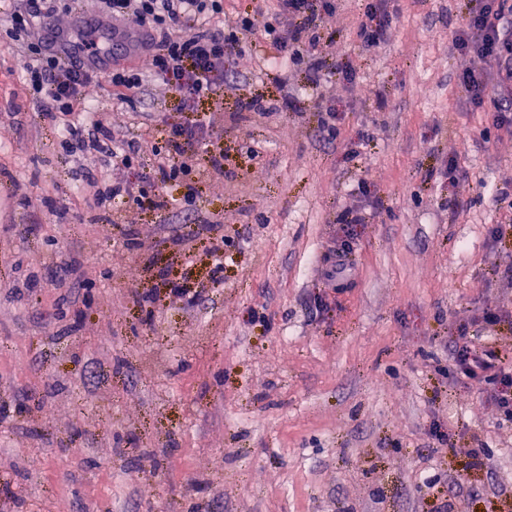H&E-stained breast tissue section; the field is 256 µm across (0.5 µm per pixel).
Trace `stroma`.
Masks as SVG:
<instances>
[{
	"label": "stroma",
	"instance_id": "1",
	"mask_svg": "<svg viewBox=\"0 0 512 512\" xmlns=\"http://www.w3.org/2000/svg\"><path fill=\"white\" fill-rule=\"evenodd\" d=\"M365 4L323 15L314 85L272 61L258 0H233L254 28L197 105L223 172L198 158L174 205L120 197L105 224L77 206L104 155L68 148L0 39V512H512V422L451 361L459 324L512 302V135L460 82L477 64L451 49L468 0H398L372 52ZM55 27L114 54L99 0ZM251 98L277 109L239 117ZM86 107L139 143L163 135L154 114L188 117L179 97L124 102L103 79Z\"/></svg>",
	"mask_w": 512,
	"mask_h": 512
}]
</instances>
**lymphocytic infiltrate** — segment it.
Instances as JSON below:
<instances>
[{
    "label": "lymphocytic infiltrate",
    "mask_w": 512,
    "mask_h": 512,
    "mask_svg": "<svg viewBox=\"0 0 512 512\" xmlns=\"http://www.w3.org/2000/svg\"><path fill=\"white\" fill-rule=\"evenodd\" d=\"M8 46L22 64L33 97L40 101L44 118L62 123L70 140L84 142L93 134L97 146L112 162L101 170L102 191L83 196L88 211L105 208L112 198L123 196L141 207L160 209L168 200V185L184 181L192 172L191 149L206 151L213 169L224 165L223 151L207 147L201 121L166 128L153 143L154 156L149 174L150 187L131 181V169L139 149L117 137L101 121L84 122L80 108L86 89L93 82L91 69L77 65L65 52L54 50L42 33L53 25L59 12L73 11L74 0H9ZM103 13L113 23L135 15L145 30L138 51L147 67L113 64L107 81L123 98L142 94L146 88L179 94L186 111L197 101L218 96L224 83V63L238 52V31H248L253 20L248 13L224 14V0H101ZM276 22L266 33L276 57L292 64H306L311 83L322 80L320 38L315 29L322 14L332 12L334 0H276ZM452 49L469 54L478 67L465 70L462 84L475 106H483L489 86L501 96L491 115L498 129L512 132V0H471L469 17L456 34ZM457 375L492 386V400L505 420L512 421V355L468 338L459 328L451 354Z\"/></svg>",
    "instance_id": "lymphocytic-infiltrate-1"
}]
</instances>
